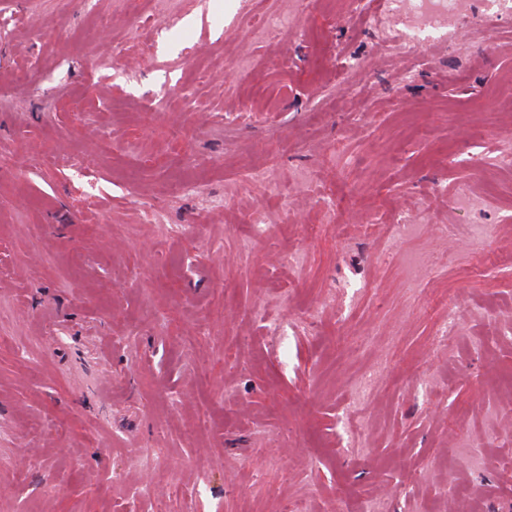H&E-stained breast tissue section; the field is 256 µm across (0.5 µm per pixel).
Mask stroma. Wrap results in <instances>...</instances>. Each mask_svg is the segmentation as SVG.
I'll return each mask as SVG.
<instances>
[{
    "label": "stroma",
    "mask_w": 512,
    "mask_h": 512,
    "mask_svg": "<svg viewBox=\"0 0 512 512\" xmlns=\"http://www.w3.org/2000/svg\"><path fill=\"white\" fill-rule=\"evenodd\" d=\"M371 6L0 0V512H512V16ZM393 11L409 29L410 36L405 48L414 46L412 35L417 31L430 30L455 36V26L459 15L465 11V0H392Z\"/></svg>",
    "instance_id": "1"
}]
</instances>
